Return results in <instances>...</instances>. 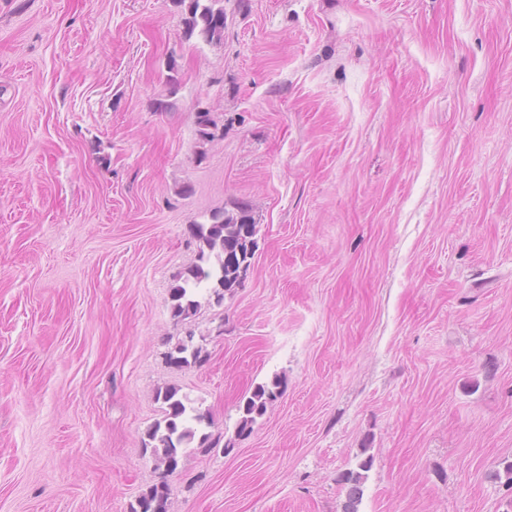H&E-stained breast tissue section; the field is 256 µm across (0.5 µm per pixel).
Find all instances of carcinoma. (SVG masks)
Wrapping results in <instances>:
<instances>
[{
    "instance_id": "1",
    "label": "carcinoma",
    "mask_w": 512,
    "mask_h": 512,
    "mask_svg": "<svg viewBox=\"0 0 512 512\" xmlns=\"http://www.w3.org/2000/svg\"><path fill=\"white\" fill-rule=\"evenodd\" d=\"M174 6L184 11L183 24L186 32L198 31L208 41H219L224 36V8L217 6L220 0H172ZM199 136L204 141L216 137V124L211 113L202 110L197 113ZM192 238L198 243V263L187 269L177 279L172 288V312L176 318H187L199 306L197 296L202 289L209 290L217 299H224V293L232 290L238 282L244 263L253 256L255 247V224L245 208L233 214L225 210L214 211L206 224L190 226ZM171 363L182 366L190 362L204 361L203 348L179 343L168 353ZM280 379L257 385L250 396L240 406L241 416L237 424V435L248 436L258 417L264 415L267 405L279 394ZM157 398L167 405L166 418L148 432V442L144 449L150 454L157 467L172 473L177 469L178 457L182 448L190 444L196 436L193 424H211L207 414L191 405L187 397L181 396L174 387L158 390ZM374 459L367 456L357 467L339 476L341 484L347 488L342 512H359L362 501V485ZM170 495L168 484L161 483L142 494L137 506L131 512H167Z\"/></svg>"
}]
</instances>
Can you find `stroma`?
<instances>
[{
	"label": "stroma",
	"instance_id": "stroma-1",
	"mask_svg": "<svg viewBox=\"0 0 512 512\" xmlns=\"http://www.w3.org/2000/svg\"><path fill=\"white\" fill-rule=\"evenodd\" d=\"M223 5L210 43L171 0H0V512H341L369 455L360 512H512V0ZM240 205L238 286L174 318ZM163 385L221 441L170 475ZM198 243V263L187 269L172 288V312L175 318H187L197 311V296L208 289L216 302L239 282L244 263L253 256L255 224L244 207L238 213L214 211L206 224L190 226ZM168 359L171 363L177 366L184 364H190V360L193 363H201L204 361L205 356L203 355V348L200 346L189 345L182 341L179 343L173 351L168 353ZM280 384V379L276 377L271 383L259 384L253 389L239 407L241 416L237 424L238 436H248L252 433L257 418L264 415L267 405L277 398ZM373 456H367L360 460L356 469L343 472L339 476L341 484L347 488L346 500L342 505V512H360L359 506L362 501V485L367 478V473L373 466ZM169 495L170 488L168 484L162 482L142 494L137 501V507H132L130 512H168L167 501Z\"/></svg>",
	"mask_w": 512,
	"mask_h": 512
}]
</instances>
